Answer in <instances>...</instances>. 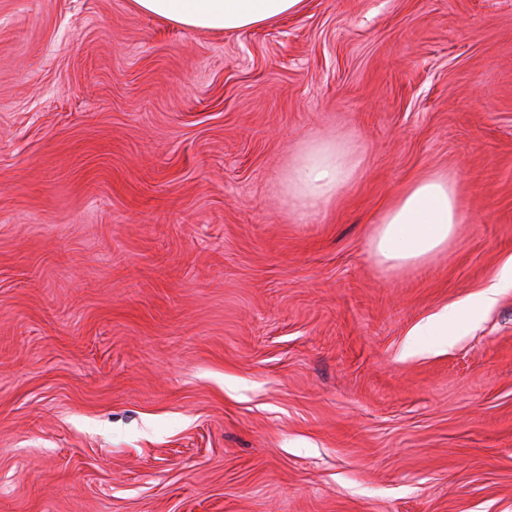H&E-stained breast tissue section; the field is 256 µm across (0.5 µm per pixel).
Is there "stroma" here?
<instances>
[{
    "label": "stroma",
    "instance_id": "obj_1",
    "mask_svg": "<svg viewBox=\"0 0 512 512\" xmlns=\"http://www.w3.org/2000/svg\"><path fill=\"white\" fill-rule=\"evenodd\" d=\"M322 138L362 168L302 221ZM429 170L463 223L379 264ZM511 260L512 0H0V512H512V287L438 335ZM144 14L189 29L239 31L301 11L306 0H133ZM361 163L349 143L322 139L304 144L285 176L288 204L299 219L305 220L355 178ZM463 220L454 178L429 171L403 186L381 209L370 250L381 263L411 269L447 248Z\"/></svg>",
    "mask_w": 512,
    "mask_h": 512
}]
</instances>
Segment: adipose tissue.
<instances>
[{
	"mask_svg": "<svg viewBox=\"0 0 512 512\" xmlns=\"http://www.w3.org/2000/svg\"><path fill=\"white\" fill-rule=\"evenodd\" d=\"M135 8L180 27L239 31L270 25L301 11L306 0H133ZM360 156L351 144H304L285 176L290 207L306 219L357 175ZM464 212L454 178L430 171L407 183L376 217L369 240L373 256L396 269H411L447 248Z\"/></svg>",
	"mask_w": 512,
	"mask_h": 512,
	"instance_id": "ef3b65f1",
	"label": "adipose tissue"
}]
</instances>
